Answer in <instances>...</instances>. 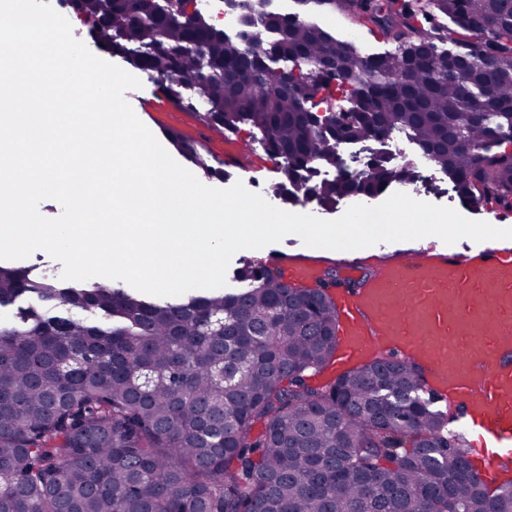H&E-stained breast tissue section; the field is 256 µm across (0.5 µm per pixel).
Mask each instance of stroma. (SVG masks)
<instances>
[{"mask_svg":"<svg viewBox=\"0 0 512 512\" xmlns=\"http://www.w3.org/2000/svg\"><path fill=\"white\" fill-rule=\"evenodd\" d=\"M313 19L330 25L331 32L336 38L345 41L354 40L356 47L363 53L383 54L396 47L394 40L371 35L366 28L358 25L352 18L343 15L334 17L321 12L314 14ZM134 75L140 80L141 86L138 89L127 91L126 98L139 119L155 137L163 138L165 129H175L185 139L198 144L212 166H223V178L207 179V186L225 189L239 181L250 191L265 194L267 202L279 209L298 214H310L327 220L341 217L349 208L350 203L345 199L333 206H327L315 200L303 205L296 202L290 195H275V188L283 184L285 176L282 169L270 167L263 136L258 129L248 125L235 131L218 129L203 122L196 113L187 111L171 114L166 119L146 112L143 105L157 94L158 86L154 75L149 72L138 69L135 70ZM237 140L244 141L251 147L250 153L245 158V164L240 168L224 166L225 153L230 143ZM420 199L434 205L453 208L472 220L485 221L494 226L508 225L512 227V215L503 216L481 206L462 203L457 194L453 192L452 184L447 176L437 169L426 171ZM443 247L446 246L439 238L430 236L411 241L381 242L357 250L356 255L362 259L368 269L372 270L379 268L382 264L398 260L400 255L410 249L435 248L440 250ZM281 252L302 254L317 260L326 267L330 281L336 283L340 280L341 272L338 263L343 257L342 251L306 246L295 234L286 235L279 242L260 249L237 251L231 258L228 270L232 273L236 272L240 268L265 262L269 254Z\"/></svg>","mask_w":512,"mask_h":512,"instance_id":"35a3bbf8","label":"stroma"}]
</instances>
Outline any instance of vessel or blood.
I'll return each instance as SVG.
<instances>
[{
    "label": "vessel or blood",
    "instance_id": "1",
    "mask_svg": "<svg viewBox=\"0 0 512 512\" xmlns=\"http://www.w3.org/2000/svg\"><path fill=\"white\" fill-rule=\"evenodd\" d=\"M269 263L290 284L314 287L323 275L292 255ZM331 296L337 364L377 353L414 361L428 389L459 407L473 467L495 478L512 455V245L473 255L419 250Z\"/></svg>",
    "mask_w": 512,
    "mask_h": 512
}]
</instances>
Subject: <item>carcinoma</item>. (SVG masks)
Listing matches in <instances>:
<instances>
[{"label": "carcinoma", "instance_id": "cac0c4a2", "mask_svg": "<svg viewBox=\"0 0 512 512\" xmlns=\"http://www.w3.org/2000/svg\"><path fill=\"white\" fill-rule=\"evenodd\" d=\"M65 2L180 108L259 129L296 187L336 166L340 142L402 132L462 200L512 210V0H297L398 42L377 56L271 0H242L234 38L191 0ZM446 43L466 71L438 61ZM273 57L300 63L295 85ZM166 136L217 173L197 144ZM415 180L381 156L310 193L332 205ZM235 281L172 302L0 266V308L31 300L0 322V512H512V479L481 481L415 363L378 358L311 387L336 354L332 298L261 264Z\"/></svg>", "mask_w": 512, "mask_h": 512}]
</instances>
